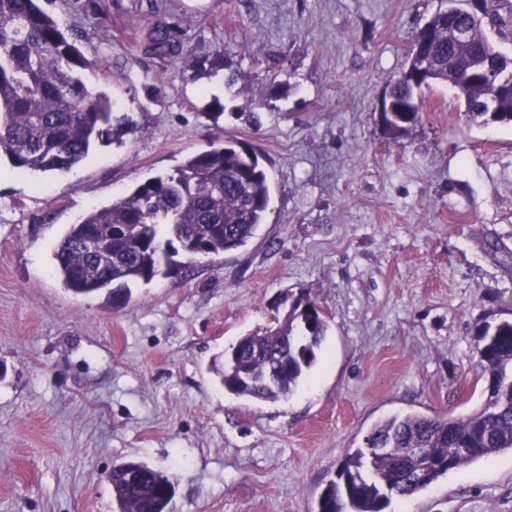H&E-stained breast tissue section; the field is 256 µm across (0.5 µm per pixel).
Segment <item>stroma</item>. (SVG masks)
I'll use <instances>...</instances> for the list:
<instances>
[{"instance_id":"1","label":"stroma","mask_w":512,"mask_h":512,"mask_svg":"<svg viewBox=\"0 0 512 512\" xmlns=\"http://www.w3.org/2000/svg\"><path fill=\"white\" fill-rule=\"evenodd\" d=\"M440 5L41 0L138 132L67 171L0 159V512H119L107 475L128 461L173 482L169 512H317L378 421L479 406L475 345L512 318V124L469 122L442 84L404 137L379 112ZM158 22L180 55L151 51ZM218 138L261 153L258 236L133 285L118 309L67 290L69 225ZM302 292L327 321L308 379L276 402L225 392V350ZM388 512H512V452Z\"/></svg>"}]
</instances>
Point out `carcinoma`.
Returning <instances> with one entry per match:
<instances>
[{
    "mask_svg": "<svg viewBox=\"0 0 512 512\" xmlns=\"http://www.w3.org/2000/svg\"><path fill=\"white\" fill-rule=\"evenodd\" d=\"M450 20L469 28L468 39L454 47L448 45ZM427 30L433 35L434 80L414 85L403 73L392 80L388 96L398 111L381 113L386 128L396 137L407 133L419 122L424 90L439 83L455 91L475 124L486 123L485 113L474 111L481 104L512 116L511 91L467 83V62L496 52L482 22L462 8L451 16L445 8L413 39ZM148 40L162 58L178 55L182 46L181 34L166 23L154 24ZM87 66L39 0H0V157L20 169L68 170L88 157L92 143L134 132L129 122L113 118L106 97L89 90L81 76ZM270 200L269 177L256 149L226 140L190 155L173 174L91 209L66 231L54 252L55 268L73 294H103L120 308L131 296L130 284L170 273L178 252L199 249L212 256L247 245L266 223ZM118 225L128 228L120 238L111 235ZM90 242L96 251H89ZM326 328L321 310L298 296L282 323L243 336L225 351L224 390L259 401L288 396L312 368ZM476 355L488 380L480 407L464 417L406 414L379 423L366 440L388 443L391 451L372 457L364 447L349 454L337 479L324 488L318 512H385L394 496L410 497L455 469L512 452V320L486 327ZM275 361L289 370L271 387L265 376ZM413 448L426 452L417 455ZM123 468L118 464L107 476L120 512H166L168 477L140 462L141 480L130 485Z\"/></svg>",
    "mask_w": 512,
    "mask_h": 512,
    "instance_id": "obj_1",
    "label": "carcinoma"
}]
</instances>
